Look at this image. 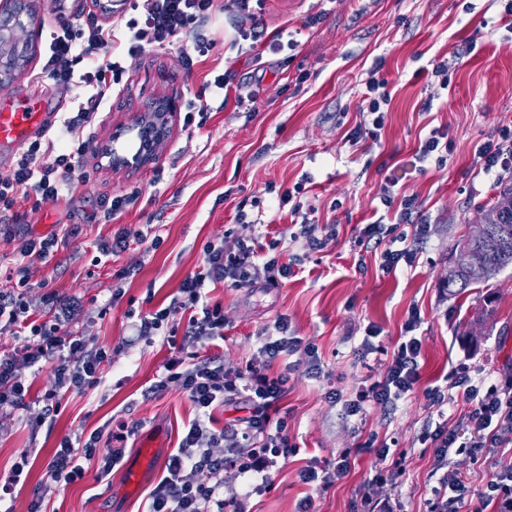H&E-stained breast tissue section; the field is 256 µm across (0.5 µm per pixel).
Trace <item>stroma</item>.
Segmentation results:
<instances>
[{"label":"stroma","mask_w":512,"mask_h":512,"mask_svg":"<svg viewBox=\"0 0 512 512\" xmlns=\"http://www.w3.org/2000/svg\"><path fill=\"white\" fill-rule=\"evenodd\" d=\"M23 26L14 31L25 48L24 70L0 85V101L17 96L39 73L42 45L49 31L83 30L93 0H26ZM222 14L210 28L216 41L207 54L185 43L146 49L124 61L125 70L83 134L84 182L67 198L18 201L0 213V289L19 262L28 237L50 234L60 224H80L84 234L59 249L49 263L25 264L33 288L32 308H40L42 282L77 304L73 327L111 356L102 367V384L62 402L54 419L38 423L40 404L0 418V475L23 464L27 479L6 512H27L33 492L46 478L54 448L67 438L123 421L134 426L124 460L150 448L152 459L136 490L123 487V469L98 479L88 470L82 480L56 485L44 501L45 512H146L149 494L163 474L168 454L178 446L194 407L179 382L155 394L169 354L163 337L137 338L132 317L169 304L182 279L200 265L210 242L231 247L237 237L278 241L277 256L294 262L295 274L278 288L210 289V301L224 307V364H245L276 321L287 317L295 335L313 343L323 365L321 375L283 358L274 369L287 373L283 402L288 435L299 453L279 465L270 484L250 494L249 482H235L246 497L247 512H298L312 496L314 512H355L359 494L372 477L375 457L360 455L349 474L328 491L310 494L300 478L309 460L334 461L342 451L368 437L407 453L406 470L394 498L398 512H426L431 489L433 451L422 442L440 419L427 399L434 386L466 373L501 383L512 375V267L490 280L488 288L468 296L449 294L448 257L460 236L496 193L494 177L474 172V149L497 128L512 126V30L499 27L497 0H337L329 16L314 28L307 18L321 10L320 0H266L268 29L289 22L299 45L293 52L265 55L233 45V30L223 13L231 0H217ZM481 31L475 50L464 54L467 39ZM448 64V83L440 85L434 63ZM384 79L392 100L380 142L354 149L345 129L361 121L359 102L369 73ZM228 79L225 98L210 87L219 74ZM255 94V104L243 103ZM160 96L195 100L201 112L177 111L168 138L154 160L135 172L115 171L100 162V148L115 126L133 124L142 107ZM431 111H421L424 100ZM447 132L446 164L419 167L414 152L432 128ZM309 177L306 206L317 224L336 232V243L321 252L305 250L289 239L290 217L277 208L280 189ZM415 194L418 218L429 226L416 241L414 266L384 275L373 251L359 247L361 225L384 214L377 195L386 181ZM116 195L134 201L120 218L107 219L103 202ZM260 216L257 224H239L237 210ZM122 224L155 225L161 245L147 251L133 244L107 263H96V241ZM123 288L117 304L113 289ZM492 297L490 322L476 313ZM420 316L423 340L421 379L394 409L368 406L363 416L345 417L339 398H353L364 382L383 372L410 310ZM380 335L378 354L360 358L366 326Z\"/></svg>","instance_id":"1"}]
</instances>
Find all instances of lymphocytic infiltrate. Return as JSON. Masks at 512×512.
I'll list each match as a JSON object with an SVG mask.
<instances>
[{"label": "lymphocytic infiltrate", "mask_w": 512, "mask_h": 512, "mask_svg": "<svg viewBox=\"0 0 512 512\" xmlns=\"http://www.w3.org/2000/svg\"><path fill=\"white\" fill-rule=\"evenodd\" d=\"M265 0H233L240 18L235 24L234 45L256 50L263 46L271 54L295 50L297 40L288 29L268 33L262 21ZM136 18L127 23L123 36L105 28L98 21L87 24L82 37L68 30L51 32L45 48L43 74L50 85L61 90L84 87L88 98L78 104L73 116L64 119L58 129L57 144L31 142L22 158L10 170L0 173V209L9 210L17 200L41 197L56 200L67 196L78 181L79 161L83 154V129L95 108L107 97L110 78L121 77L124 68L114 55L117 41L127 45L128 56L134 57L149 47L163 46L184 39L194 50L205 53L216 42L204 28L216 12L215 0H133ZM250 26H243V19ZM88 60L83 74H75L72 64ZM391 97L385 81L369 78L361 95L363 123L346 134L350 146L379 141ZM478 173L503 177L512 173V129L503 128L475 149ZM380 200L394 208V223L375 221L363 225L358 243L380 253V269L394 273L400 265H413L415 251L407 246L408 237L421 240L428 233L425 224H413L417 211L414 196L396 197L390 186H382ZM279 207L287 208L298 218L300 227L292 241L320 252L328 247L331 235L319 234L317 224L304 217L301 202L292 191H284ZM413 224V235H406L405 224ZM83 228L78 224H62L53 233L24 239L21 257L46 261L59 248L78 239ZM257 239H238L234 248L209 244L202 265L184 278L170 306L141 316L134 324L136 336L152 339L168 320L173 310L187 311L189 318L181 341L163 365V377L180 381L196 411L187 425L176 452L169 454L163 475L150 493L148 512H208L216 504L221 512H241L242 499L224 500L217 493L225 478L254 479V492H261V480L279 462L297 454L299 448L288 436L287 423L281 416V403L288 393V377L275 372V362L283 356H304L311 369H318V355L312 344L290 335L287 318H280L275 335L266 337L257 352L244 366L229 369L220 356H198L195 347L204 341L224 337V308L210 303L207 286L219 283L231 288H249L257 282L276 287L294 273L292 264L278 257H262ZM30 291L27 278L0 290V333L15 336L18 344L11 353L0 354V415L27 409L31 403V385L19 373L20 368L51 367L54 384L41 401L44 416L60 411L63 400L73 393L97 387L102 381L101 367L108 359L105 349L91 346L71 326V311L56 293L44 298V315H37L26 299ZM420 322L418 314H410L406 323V340L394 349L380 380L362 387L354 398L345 400L346 416L362 415L367 405L394 407L397 400L413 391L420 380L419 359L422 341L414 332ZM450 390L435 387L429 391L432 405L441 407L463 398L469 408L463 418L470 428L469 438H461L458 430L435 428L428 438L434 450V468L440 471L439 485L432 490L429 512H458L468 487L461 473L450 469V455L456 445L470 450L501 448L512 444V382L485 385L466 375L452 378ZM244 396L249 403L247 416L234 420L224 428L214 426V408L229 397ZM127 423H118L111 431L113 447L99 449V432H92L86 442L77 445L63 440L47 466V482L51 485L72 483L84 477L86 463L97 466L99 474L109 475L123 459L121 444L127 441ZM360 451L376 456L377 467L368 484L371 487L396 483L405 471L406 454L376 445L367 439ZM475 512H512V463H495L494 471L479 500Z\"/></svg>", "instance_id": "f902f5d3"}]
</instances>
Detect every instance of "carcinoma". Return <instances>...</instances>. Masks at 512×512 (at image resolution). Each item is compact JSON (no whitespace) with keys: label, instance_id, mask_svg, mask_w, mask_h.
<instances>
[{"label":"carcinoma","instance_id":"1","mask_svg":"<svg viewBox=\"0 0 512 512\" xmlns=\"http://www.w3.org/2000/svg\"><path fill=\"white\" fill-rule=\"evenodd\" d=\"M493 204L498 210L499 223L490 225V235L499 240V247L488 251L478 240L462 236L454 253L458 271L448 275L443 287L455 295H463L470 288L486 284L499 272L512 266V179L500 183Z\"/></svg>","mask_w":512,"mask_h":512}]
</instances>
